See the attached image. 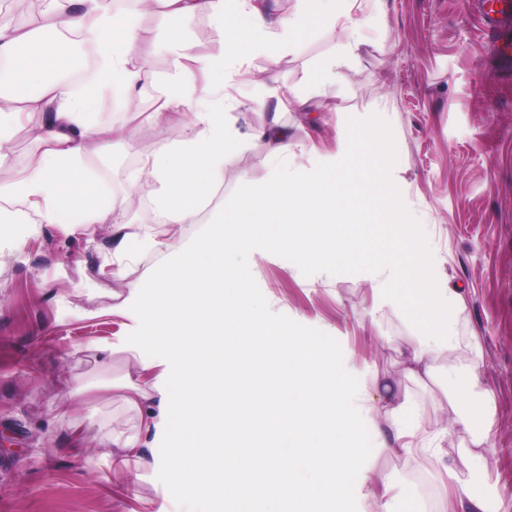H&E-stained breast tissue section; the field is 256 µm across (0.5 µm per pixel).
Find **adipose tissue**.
I'll return each mask as SVG.
<instances>
[{
	"instance_id": "1",
	"label": "adipose tissue",
	"mask_w": 512,
	"mask_h": 512,
	"mask_svg": "<svg viewBox=\"0 0 512 512\" xmlns=\"http://www.w3.org/2000/svg\"><path fill=\"white\" fill-rule=\"evenodd\" d=\"M163 2L175 19L206 16L220 23L233 16L243 21L232 30L225 53L201 62L181 51L176 60L181 76L149 115L158 126L184 116L189 119L180 145L161 142L142 152L140 175L156 185L152 204L163 223L191 224L223 181L227 157L245 146L224 121L231 97H222L216 105L209 96L195 95L186 79L192 66L201 62L211 70L233 69L241 61L243 46L277 56L304 29L310 12L325 24L344 19L354 38L360 23L351 16L356 0H303L304 13L278 32L258 0ZM75 32L95 36L98 66L113 91L133 96L143 79V68L128 59L139 37L136 19L111 10L107 0H45L40 26L0 22V61L10 64L7 76L14 85L34 90L26 97L25 108L0 107V166L8 158L20 117H27L38 144L24 172L11 182H0V211L20 201L41 224H70L86 231L95 224L111 225L113 273L118 276L140 246L125 209L119 204L109 211L75 205L69 190L85 179L81 158L110 155L119 133L89 122L86 95L75 85L47 77L57 63L48 36ZM252 136L268 144L274 166L264 188L236 201L229 217L235 226L232 240L214 238L192 267L174 242L158 241V248L168 255L171 294L151 308L144 303V282L129 283L117 294L118 310L130 320L131 330L153 315L170 340L165 354L139 357L138 383L124 386L123 399L140 413L141 427L109 438L113 462L129 468L139 462L141 449L150 447L151 437L166 432L176 457L173 480L187 492L206 484L220 512H328L337 497L356 493L372 500L377 512H389L387 492L360 477L359 465L368 456L390 451L443 463L449 479L468 492L473 512H489L485 498L470 491L472 474L456 470L446 463L442 448L428 447L419 439L409 408H402L394 425L382 430L374 405L361 401L336 365L319 362L302 337L284 333L248 310L253 269L240 257L264 246L255 234L254 216L288 212L294 226H301L315 198L335 204L345 199L348 181L367 172L363 158L345 148L326 175L295 172L279 163L292 148L279 123L255 129ZM377 264L384 281L375 312L413 307L402 283L416 271H428L426 256L418 247L389 243ZM422 293L427 324L401 353L406 371L414 376L431 375L436 358L464 344L455 322L456 312L465 306L460 292L430 278ZM223 342L234 348L231 367L239 383L217 400L206 382L216 367L213 351ZM173 362L179 364L183 380L176 417L167 390L168 366Z\"/></svg>"
}]
</instances>
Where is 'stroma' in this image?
Wrapping results in <instances>:
<instances>
[{"instance_id": "obj_1", "label": "stroma", "mask_w": 512, "mask_h": 512, "mask_svg": "<svg viewBox=\"0 0 512 512\" xmlns=\"http://www.w3.org/2000/svg\"><path fill=\"white\" fill-rule=\"evenodd\" d=\"M361 8L354 50L346 49L341 27L313 20L277 64L251 54L227 74L195 71L196 88L236 98L224 118L249 145L226 161L220 201L198 223L181 225L177 241L191 253L203 240L232 235L222 222L225 209L243 184L262 188L272 168L266 142L250 136L255 128L274 120L286 127L294 142L286 164L308 173L330 166L344 133L366 159L387 149L392 165L373 177L401 184L398 213L411 221L435 275L465 290L456 330L464 339L479 333L480 351L436 359L435 376L425 382L405 373L400 353L417 326L403 308L373 311L382 279L371 259L378 212L359 181L349 187V204L337 205L335 223L306 225L291 249L246 256L254 271L248 306L305 337L316 356L336 359L364 396L380 382L407 399L428 429L449 421L441 443L447 459L474 468V492L512 512V58L489 44L475 0H361ZM136 16L141 40L129 60L145 68L134 95L139 109L130 111L109 86L90 92L91 120L114 126L124 144L106 157L84 156L81 167L97 203L141 198L128 212L133 228L161 239L168 227L153 219L156 186L134 174L139 152L185 136L183 122L159 128L148 118L179 76L165 50L167 35L178 28L206 57L221 51L222 38L204 16L176 24L159 9ZM329 59L336 62L329 83L307 85L305 75ZM297 94L306 99L301 112L292 105ZM324 238L343 241L341 257L305 262L302 251ZM111 251V225H97L90 239L38 223L20 204L0 212V512H210L206 492L188 495L171 482L174 456L165 439L123 471L99 458L106 434L134 431L140 422L116 387L133 371V352L165 348L156 320L146 318L133 336L127 319L113 313L119 283ZM99 345L113 346L110 362L97 360ZM475 363L490 403L457 384ZM393 400L377 406L381 428L392 423ZM459 413L470 418V430L453 427ZM485 429L489 444L472 462L461 447ZM368 474L374 485L402 490L390 512H422L426 486L435 512H448L458 495L435 466L398 453L371 456ZM130 483L137 496L123 494Z\"/></svg>"}]
</instances>
